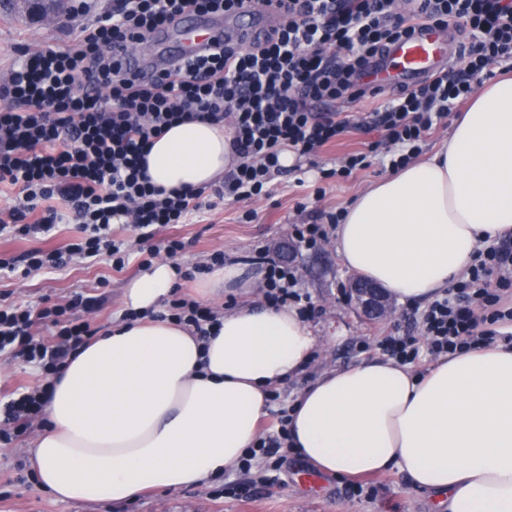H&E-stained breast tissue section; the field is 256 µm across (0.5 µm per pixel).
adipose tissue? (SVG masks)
I'll use <instances>...</instances> for the list:
<instances>
[{"mask_svg":"<svg viewBox=\"0 0 512 512\" xmlns=\"http://www.w3.org/2000/svg\"><path fill=\"white\" fill-rule=\"evenodd\" d=\"M223 126L178 123L153 138L151 183L198 191L233 166ZM512 233V78L490 84L437 149L361 190L336 226L345 266L401 302H429L478 250ZM181 276L154 261L125 292L136 316L78 349L52 378L31 449L62 501L115 502L199 487L259 438L272 388L323 343L295 308L218 315L207 337L157 312ZM293 453L353 478L400 468L443 493L448 512H512V343L478 346L414 372L370 359L331 369L289 408Z\"/></svg>","mask_w":512,"mask_h":512,"instance_id":"ef3b65f1","label":"adipose tissue"}]
</instances>
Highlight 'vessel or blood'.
I'll return each mask as SVG.
<instances>
[{
    "instance_id": "obj_1",
    "label": "vessel or blood",
    "mask_w": 512,
    "mask_h": 512,
    "mask_svg": "<svg viewBox=\"0 0 512 512\" xmlns=\"http://www.w3.org/2000/svg\"><path fill=\"white\" fill-rule=\"evenodd\" d=\"M275 17L272 9L248 5L227 16H193L161 29L149 45L168 63L205 52L227 39L249 47L263 38ZM451 60L445 31L425 25L414 36L392 44L382 57L370 64L363 79L376 87L400 89L442 71ZM115 61L122 71L146 81L156 73L155 65L143 51L116 50Z\"/></svg>"
}]
</instances>
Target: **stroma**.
<instances>
[{
  "instance_id": "stroma-1",
  "label": "stroma",
  "mask_w": 512,
  "mask_h": 512,
  "mask_svg": "<svg viewBox=\"0 0 512 512\" xmlns=\"http://www.w3.org/2000/svg\"><path fill=\"white\" fill-rule=\"evenodd\" d=\"M73 0H56L51 18L38 17L30 0L0 4V80L7 78L20 54L28 50L74 42L82 26L94 23L112 7V0H91L88 12L72 13ZM380 133L353 131L326 146L314 156L299 157L294 169L275 175L271 196L239 202L221 201L190 224H170L158 228L152 239L141 241L123 224L112 227L114 236L124 241L131 254L129 264L115 269L110 258L72 261L57 270L31 275H0V296L7 301L34 308L50 306L72 293L100 299L99 309L88 313L87 321L103 330L123 318V292L143 270L141 260L149 250H163L168 239L182 241L175 261L182 270L192 271L183 281L181 297L196 299L202 281L199 265L208 263L215 252H223L225 264L240 266L246 273L258 272L253 259L259 247H267L270 258L297 267L304 292L315 306L310 319L324 350L297 378L279 386L278 406L290 405L297 393L325 370L354 365L365 359L382 357L380 344L401 333L410 307L395 304L391 318L372 321L362 317L345 294L352 279L332 241L313 251L298 248L291 239L295 224H322L327 214L344 210L355 194L368 184L388 176L385 154L369 153ZM368 152L371 165L349 177L320 180V169L339 168L352 152ZM323 187V197H315V187ZM252 221H243L244 213ZM79 234L75 224H60L49 238L38 241L10 233L0 234V256L20 254L36 246L60 248ZM37 434L29 429L11 441L0 443V512H441L437 494L412 487L400 469L340 480L320 475L316 486L302 480L312 464L290 455L281 468L271 461L256 459L251 469L232 468L223 477L201 487L181 490L148 489L137 498L117 503L100 496L83 502H63L43 489L31 466L28 449Z\"/></svg>"
}]
</instances>
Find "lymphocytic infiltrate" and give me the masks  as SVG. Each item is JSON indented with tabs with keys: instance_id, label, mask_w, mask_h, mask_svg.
<instances>
[{
	"instance_id": "1",
	"label": "lymphocytic infiltrate",
	"mask_w": 512,
	"mask_h": 512,
	"mask_svg": "<svg viewBox=\"0 0 512 512\" xmlns=\"http://www.w3.org/2000/svg\"><path fill=\"white\" fill-rule=\"evenodd\" d=\"M243 0H112L111 11L64 47L22 55L0 82V186L16 203L0 212V232L48 235L64 215L82 235L62 250L34 247L17 258L0 257V272L59 269L75 256L105 255L117 268L129 260L112 224L128 225L139 239L156 228L186 223L206 209L198 192H164L141 166L153 137L177 122L230 121L237 163L215 189L236 201L270 196L281 155L312 156L351 127L340 106L374 98L362 80L368 62L389 44L426 24H454L463 39L459 67L421 80L369 112L363 129L393 145L389 165L399 170L422 151L428 135L452 108L466 101L493 65L512 67V0H253L276 6L280 22L252 48L225 43L210 53L160 68L148 84L113 62L118 46L149 39L185 12L224 14ZM262 292L274 305H294L309 316L296 271L269 260ZM95 300L81 293L38 310L0 305V353H10L51 378L91 336L78 318ZM414 333L388 337L383 351L402 364L421 354L438 358L495 337L512 341V234L480 250L467 272L426 308L408 314ZM44 386L0 399V439L28 430L42 411ZM268 432L240 461L275 457L288 445V410L280 408Z\"/></svg>"
}]
</instances>
